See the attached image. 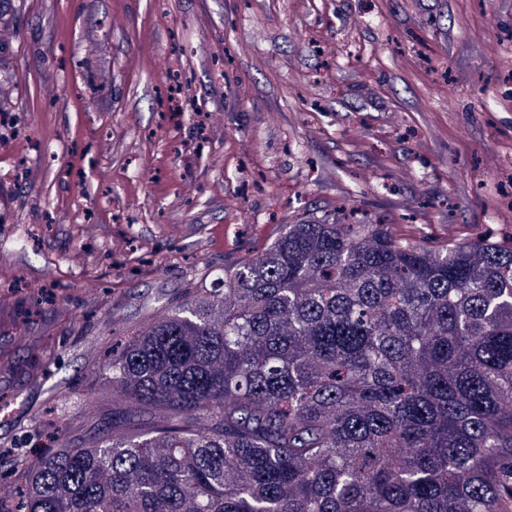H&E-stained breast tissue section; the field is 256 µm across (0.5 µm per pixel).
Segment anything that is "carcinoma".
<instances>
[{"label": "carcinoma", "instance_id": "cac0c4a2", "mask_svg": "<svg viewBox=\"0 0 512 512\" xmlns=\"http://www.w3.org/2000/svg\"><path fill=\"white\" fill-rule=\"evenodd\" d=\"M0 512H512V250L288 224L98 370Z\"/></svg>", "mask_w": 512, "mask_h": 512}]
</instances>
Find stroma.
I'll return each mask as SVG.
<instances>
[{"label": "stroma", "mask_w": 512, "mask_h": 512, "mask_svg": "<svg viewBox=\"0 0 512 512\" xmlns=\"http://www.w3.org/2000/svg\"><path fill=\"white\" fill-rule=\"evenodd\" d=\"M321 216L512 246V0H0V486Z\"/></svg>", "instance_id": "35a3bbf8"}]
</instances>
